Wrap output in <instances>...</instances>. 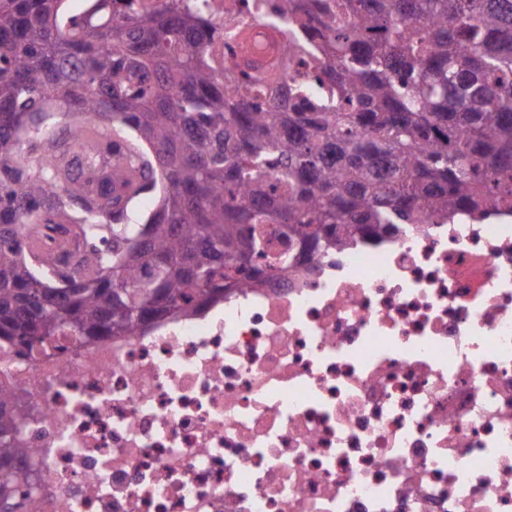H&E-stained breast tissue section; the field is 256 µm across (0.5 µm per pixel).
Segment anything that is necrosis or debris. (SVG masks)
I'll list each match as a JSON object with an SVG mask.
<instances>
[{
	"label": "necrosis or debris",
	"mask_w": 512,
	"mask_h": 512,
	"mask_svg": "<svg viewBox=\"0 0 512 512\" xmlns=\"http://www.w3.org/2000/svg\"><path fill=\"white\" fill-rule=\"evenodd\" d=\"M268 106L322 85L281 0H206ZM38 512H512V217L397 224L133 336L0 348Z\"/></svg>",
	"instance_id": "4bbe7bcc"
}]
</instances>
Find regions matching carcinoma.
<instances>
[{
  "instance_id": "obj_1",
  "label": "carcinoma",
  "mask_w": 512,
  "mask_h": 512,
  "mask_svg": "<svg viewBox=\"0 0 512 512\" xmlns=\"http://www.w3.org/2000/svg\"><path fill=\"white\" fill-rule=\"evenodd\" d=\"M63 2L0 0L1 346L131 336L380 224L512 215V0H283L335 93L263 110L225 92L190 8L65 26ZM51 97L72 134L20 137ZM22 414L0 388L7 512L38 498Z\"/></svg>"
}]
</instances>
